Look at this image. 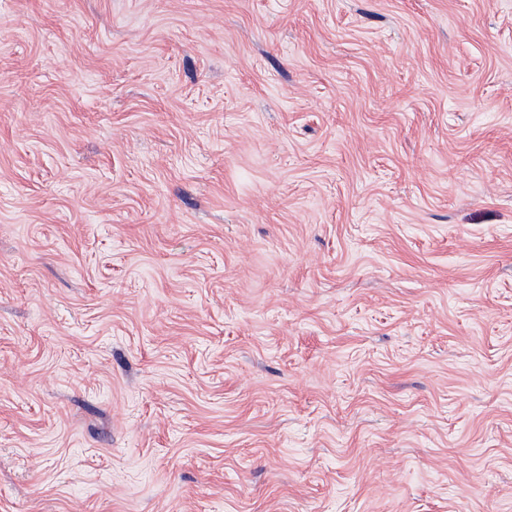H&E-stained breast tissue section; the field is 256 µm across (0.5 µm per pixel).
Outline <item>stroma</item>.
Here are the masks:
<instances>
[{
    "instance_id": "stroma-1",
    "label": "stroma",
    "mask_w": 512,
    "mask_h": 512,
    "mask_svg": "<svg viewBox=\"0 0 512 512\" xmlns=\"http://www.w3.org/2000/svg\"><path fill=\"white\" fill-rule=\"evenodd\" d=\"M0 512H512V0H0Z\"/></svg>"
}]
</instances>
